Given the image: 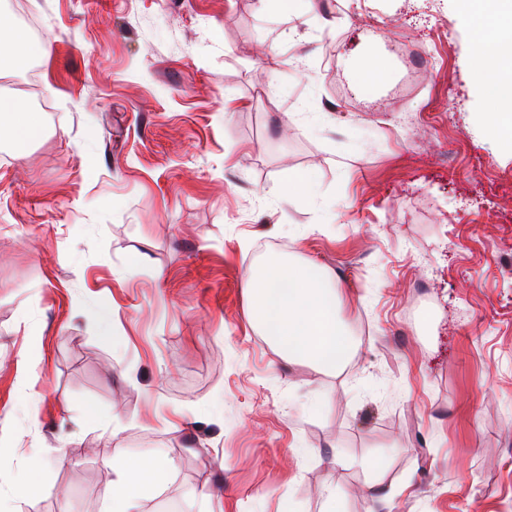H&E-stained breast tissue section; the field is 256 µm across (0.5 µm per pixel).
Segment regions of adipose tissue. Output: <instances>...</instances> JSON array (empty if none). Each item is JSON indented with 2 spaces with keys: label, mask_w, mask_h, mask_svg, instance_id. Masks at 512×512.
I'll list each match as a JSON object with an SVG mask.
<instances>
[{
  "label": "adipose tissue",
  "mask_w": 512,
  "mask_h": 512,
  "mask_svg": "<svg viewBox=\"0 0 512 512\" xmlns=\"http://www.w3.org/2000/svg\"><path fill=\"white\" fill-rule=\"evenodd\" d=\"M483 26L474 46L481 75L478 91L493 98L498 110L485 119L488 134L500 137L512 153V0H486ZM43 44L9 15L0 13V73L24 70L46 55ZM43 119L15 96H0V140L19 148L41 135ZM247 291L252 318L289 360L306 362L328 374L341 372L354 352L352 335L339 318V291L328 275L311 264L271 255L251 265ZM163 460L145 456L135 465L115 467L105 492L111 512H139V489L147 476L164 469Z\"/></svg>",
  "instance_id": "ef3b65f1"
}]
</instances>
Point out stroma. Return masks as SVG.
<instances>
[{
  "mask_svg": "<svg viewBox=\"0 0 512 512\" xmlns=\"http://www.w3.org/2000/svg\"><path fill=\"white\" fill-rule=\"evenodd\" d=\"M21 3L48 54L0 77L45 106L25 158L0 144L13 512H107L114 460L147 454L172 466L141 512H512V156L476 0ZM369 56L390 78L360 91ZM265 253L334 281L341 373L253 323Z\"/></svg>",
  "mask_w": 512,
  "mask_h": 512,
  "instance_id": "obj_1",
  "label": "stroma"
}]
</instances>
